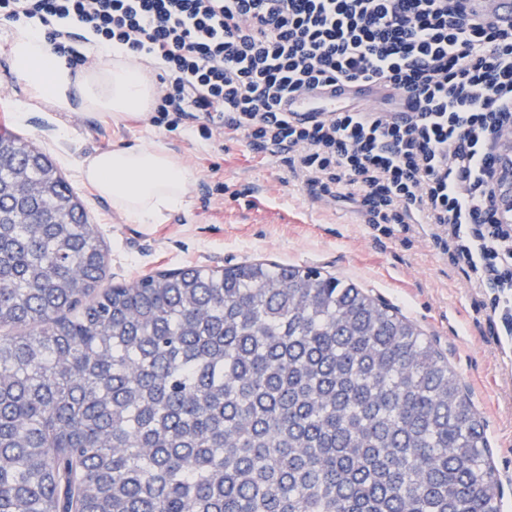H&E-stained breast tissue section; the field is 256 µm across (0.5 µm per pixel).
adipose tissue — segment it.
<instances>
[{
	"mask_svg": "<svg viewBox=\"0 0 512 512\" xmlns=\"http://www.w3.org/2000/svg\"><path fill=\"white\" fill-rule=\"evenodd\" d=\"M95 62L74 69L54 57L36 25L17 27L9 48L13 72L30 98L57 112L83 111L121 123L147 115L155 89L140 55L121 45L87 44ZM81 177L113 210L137 224H157L187 205L192 169L168 146H125L90 153L79 162Z\"/></svg>",
	"mask_w": 512,
	"mask_h": 512,
	"instance_id": "ef3b65f1",
	"label": "adipose tissue"
}]
</instances>
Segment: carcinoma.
<instances>
[{"label":"carcinoma","mask_w":512,"mask_h":512,"mask_svg":"<svg viewBox=\"0 0 512 512\" xmlns=\"http://www.w3.org/2000/svg\"><path fill=\"white\" fill-rule=\"evenodd\" d=\"M54 161L0 129V512H499L448 360L291 264L102 290Z\"/></svg>","instance_id":"obj_1"}]
</instances>
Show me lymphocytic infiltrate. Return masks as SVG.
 <instances>
[{
    "mask_svg": "<svg viewBox=\"0 0 512 512\" xmlns=\"http://www.w3.org/2000/svg\"><path fill=\"white\" fill-rule=\"evenodd\" d=\"M37 21L71 67L73 28L160 69L151 122L197 126L286 163L315 197L356 204L392 238L418 233L461 273L499 345L512 344V224L495 206V140L512 128V27L474 0H0ZM372 81L411 109L345 107L303 123L283 98Z\"/></svg>",
    "mask_w": 512,
    "mask_h": 512,
    "instance_id": "f902f5d3",
    "label": "lymphocytic infiltrate"
}]
</instances>
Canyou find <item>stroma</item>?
<instances>
[{
	"mask_svg": "<svg viewBox=\"0 0 512 512\" xmlns=\"http://www.w3.org/2000/svg\"><path fill=\"white\" fill-rule=\"evenodd\" d=\"M12 27L0 25V125L53 159L95 224L106 252L104 285L128 284L187 265L222 269L261 260L352 280L411 320L447 357L471 397L512 512V352L489 335L470 288L425 237L376 239L351 206L315 198L287 165L242 141L174 132L149 118L120 125L31 101L9 63ZM66 138H59V128ZM166 144L195 172L186 209L159 224H134L87 184L78 159L96 149Z\"/></svg>",
	"mask_w": 512,
	"mask_h": 512,
	"instance_id": "35a3bbf8",
	"label": "stroma"
}]
</instances>
